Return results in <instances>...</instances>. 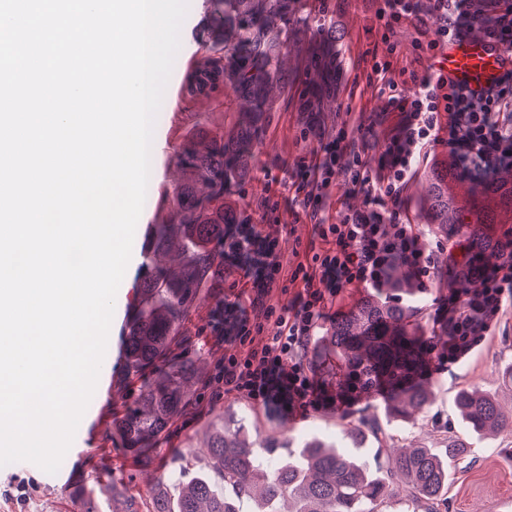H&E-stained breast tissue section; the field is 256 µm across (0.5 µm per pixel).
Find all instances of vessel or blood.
Here are the masks:
<instances>
[{"mask_svg": "<svg viewBox=\"0 0 512 512\" xmlns=\"http://www.w3.org/2000/svg\"><path fill=\"white\" fill-rule=\"evenodd\" d=\"M433 66L436 73L447 76L449 84L478 94L494 87L502 73L512 69V52L491 39L452 35Z\"/></svg>", "mask_w": 512, "mask_h": 512, "instance_id": "1", "label": "vessel or blood"}]
</instances>
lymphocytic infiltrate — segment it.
Returning a JSON list of instances; mask_svg holds the SVG:
<instances>
[{"mask_svg": "<svg viewBox=\"0 0 512 512\" xmlns=\"http://www.w3.org/2000/svg\"><path fill=\"white\" fill-rule=\"evenodd\" d=\"M380 38L358 91L369 112H341L328 129L300 131L306 152L284 175L265 172L262 225L224 237L232 289L212 325L214 375L203 386L287 412L316 407L321 384L306 361L350 289L397 301L426 293L441 269L428 225L415 223L407 194L431 149H448L454 180H512V69L484 96H470L427 67L449 36L498 41L512 52V0H368ZM412 85L399 88L396 76ZM310 227L308 238L296 227ZM439 314L450 340L438 362L455 361L494 334L512 302V231L490 255L458 261Z\"/></svg>", "mask_w": 512, "mask_h": 512, "instance_id": "lymphocytic-infiltrate-1", "label": "lymphocytic infiltrate"}]
</instances>
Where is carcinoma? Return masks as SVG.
Here are the masks:
<instances>
[{"instance_id":"cac0c4a2","label":"carcinoma","mask_w":512,"mask_h":512,"mask_svg":"<svg viewBox=\"0 0 512 512\" xmlns=\"http://www.w3.org/2000/svg\"><path fill=\"white\" fill-rule=\"evenodd\" d=\"M298 0H210L207 53L201 73L230 87L237 107L213 128L198 124L176 155L182 176L168 197L161 223L151 225L142 249V276L126 330L125 370L143 384L118 418L123 448L142 449L162 437L174 416L195 404L196 359L181 335L197 303L221 290L216 272L224 262V225L239 215L224 202L255 162L260 127L278 111L280 91L292 84L291 53H307L316 68L314 91L298 101L300 112L327 109L336 74L319 65L331 52L310 44L306 29L294 24ZM448 167H428L419 178L417 207L424 222L441 233L453 226L470 236L489 224H512V185H469L448 192ZM172 256L173 265L162 261ZM421 308L369 298L336 320L319 346L325 376L336 380V397L384 395L388 419L412 424L436 398L424 376L433 340L413 316ZM454 407L467 429L482 436L512 431L495 395L462 387ZM346 438L360 448L375 440L384 465L371 469L335 442L305 439L298 451L274 462L263 448L286 447L252 434L246 416L224 415L193 438L224 480L219 493L207 476L180 487L177 496L158 479L145 497L128 498L114 481L97 477L99 491L122 502L123 512H381L397 493L414 508L438 512L448 493V461L467 455L466 441L448 439L447 453L431 448H398L375 420L349 427Z\"/></svg>"}]
</instances>
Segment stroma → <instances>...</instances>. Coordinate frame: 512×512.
Here are the masks:
<instances>
[{"mask_svg": "<svg viewBox=\"0 0 512 512\" xmlns=\"http://www.w3.org/2000/svg\"><path fill=\"white\" fill-rule=\"evenodd\" d=\"M331 9L344 12L351 29L349 37L337 46L341 66V87L349 89L353 80L369 69L366 54L378 39L372 15L363 0H328ZM206 25L204 0H190L188 14L180 32L181 46L176 56L171 80L181 79L189 64L205 55L202 33ZM305 86L304 77H297L281 101L278 112L258 133V167L279 171L285 162L294 160L305 148L297 135L304 123L303 113L296 110V99ZM237 100L230 90L200 98L184 97L172 100L164 96L161 116L155 123V145L152 173L147 188L148 199L139 218L138 229L159 221L160 207L166 192L177 184L174 157L184 135L200 117L223 118L234 110ZM140 280V265L132 263L126 270L114 304V315L107 343L108 375L101 390L95 391L75 433L73 447L68 450L61 471H76L85 480L86 489L96 486L95 472L107 464L114 481L121 483L126 493L142 496L150 485L144 477L154 469L169 476V490L194 480L208 470L207 459L190 448L189 442L204 422L216 419L225 409L247 410L248 418L261 435L287 432L292 440L309 435L340 438L341 425L359 423L367 416L380 417L383 397L376 394L350 400L331 408L311 410L307 421L293 424L289 414L277 405L248 403L247 399L227 395L205 404L202 416L189 419L181 429L167 433L150 447L128 451L100 433L97 419L115 420L137 380L124 374V339L122 329L134 302ZM215 300L202 301L186 323L184 340L199 360L201 373L214 370V362L205 339L211 333L209 314ZM512 366V306L494 336L467 356L445 364L442 370L430 371L437 398L426 417L413 426H401L382 420L387 434L401 438L404 444H425L444 451L447 435L467 438L470 452L466 459L448 466V505L442 512H502L501 505L512 498V434L480 438L468 436L453 410V397L463 386H475L496 395L504 408L512 409V387L503 383L506 368ZM58 484L42 469L21 470L15 465L0 467V512H64Z\"/></svg>", "mask_w": 512, "mask_h": 512, "instance_id": "obj_1", "label": "stroma"}]
</instances>
